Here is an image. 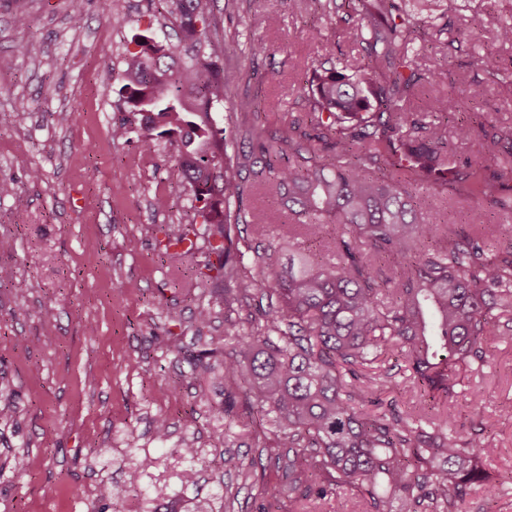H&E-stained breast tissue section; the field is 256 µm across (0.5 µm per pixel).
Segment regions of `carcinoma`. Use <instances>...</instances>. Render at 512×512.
<instances>
[{
    "label": "carcinoma",
    "instance_id": "cac0c4a2",
    "mask_svg": "<svg viewBox=\"0 0 512 512\" xmlns=\"http://www.w3.org/2000/svg\"><path fill=\"white\" fill-rule=\"evenodd\" d=\"M169 2L180 17L178 45L135 40L120 92L145 137H179L176 167L216 256L205 277L224 285L226 305L258 299L247 325L231 324L234 345L218 365L224 381L247 385L244 409L217 411L262 447L288 449L274 468L302 500L350 487L369 512H461L472 491L496 494L482 460L497 449L479 433H457L447 401L483 371L489 338L512 339L501 324L512 312V246H495L492 224L443 230L420 220L411 186L447 173L440 185L462 183L512 214V197L498 193L512 183V155L496 154L492 138L483 160L450 168V102L428 97L429 123L405 111L437 78L409 49L417 6L430 0H345L360 16L355 38L368 44L367 58L350 74L312 70L299 88L309 122L294 118L269 137L236 126L242 148L233 162L215 112L229 103L230 123L255 111L250 96L228 97L247 73L224 69L213 0ZM486 25L512 44L511 21L489 15ZM258 158L288 201L291 223L278 237L242 208L251 188L242 173ZM310 242L332 259H318ZM393 353L418 400L410 412L384 402L386 381L370 375ZM152 464L137 461L128 483L102 486L100 498L120 500ZM224 466L247 479L255 462L229 454Z\"/></svg>",
    "mask_w": 512,
    "mask_h": 512
}]
</instances>
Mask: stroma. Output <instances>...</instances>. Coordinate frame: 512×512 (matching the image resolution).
<instances>
[{
  "instance_id": "1",
  "label": "stroma",
  "mask_w": 512,
  "mask_h": 512,
  "mask_svg": "<svg viewBox=\"0 0 512 512\" xmlns=\"http://www.w3.org/2000/svg\"><path fill=\"white\" fill-rule=\"evenodd\" d=\"M331 0H214L212 24L225 69L247 72L233 94L257 98L244 122L276 130L305 117L294 93L312 67L361 60L354 39L358 18L330 19ZM512 15V0H465L449 9L447 30L425 27L419 38L423 67L440 73L435 90L451 97L480 128L467 139L448 136V161L478 160L484 134L501 137L512 152V44L480 31L476 44L457 43V29L473 27L488 13ZM110 0H85L81 27L70 21L69 0H0V389L16 414L0 422V512H177L192 499H209L213 512H261L266 488L277 485L274 468L244 479L225 471V455L270 456L250 434L228 426L213 405L224 401L223 379L199 375L190 354L223 353L227 320L247 318V306L225 308L204 278L211 261L202 219L175 169L178 144L145 139L139 118L119 98L117 73L131 39L151 31L173 35L167 0H129L127 22L112 24ZM277 15L269 28L262 21ZM262 43L254 54L251 44ZM24 43L26 56L13 48ZM278 74L277 83L264 79ZM485 87L477 102L464 94ZM127 122L126 140L113 142L112 126ZM165 192L167 209L154 205ZM418 215L433 224L471 223L481 213L499 227L497 246L512 245V214L472 198L464 185L415 186ZM184 233L190 251L167 245V232ZM21 288H13V281ZM212 310L198 328L199 306ZM175 310L178 323H168ZM28 345H20L18 337ZM487 364L469 388L454 394L457 429L483 428L498 453L485 467L499 492L469 495L462 512H512V340L485 346ZM482 418H472L471 401ZM170 422L165 441L153 421ZM193 441L198 460L183 453ZM144 471L127 498L101 500L102 485L124 483L141 458ZM195 467L194 483L183 471ZM279 512H367V503L345 489L327 500L279 497Z\"/></svg>"
}]
</instances>
